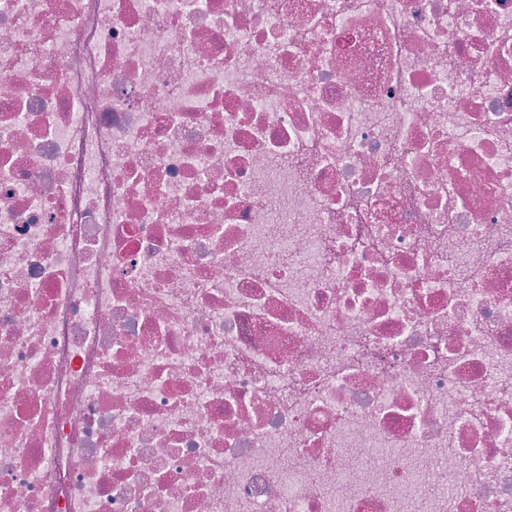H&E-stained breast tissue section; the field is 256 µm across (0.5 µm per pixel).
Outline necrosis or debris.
Segmentation results:
<instances>
[{
    "mask_svg": "<svg viewBox=\"0 0 512 512\" xmlns=\"http://www.w3.org/2000/svg\"><path fill=\"white\" fill-rule=\"evenodd\" d=\"M416 504L512 512V0H0V512Z\"/></svg>",
    "mask_w": 512,
    "mask_h": 512,
    "instance_id": "1",
    "label": "necrosis or debris"
}]
</instances>
